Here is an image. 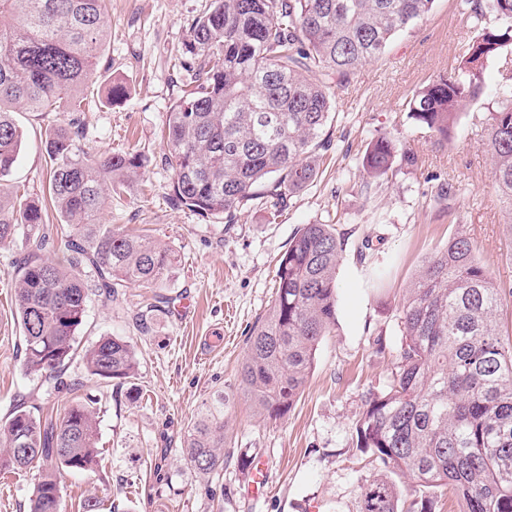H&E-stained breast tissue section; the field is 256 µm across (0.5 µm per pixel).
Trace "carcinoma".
I'll list each match as a JSON object with an SVG mask.
<instances>
[{"mask_svg": "<svg viewBox=\"0 0 512 512\" xmlns=\"http://www.w3.org/2000/svg\"><path fill=\"white\" fill-rule=\"evenodd\" d=\"M434 2L213 0L189 22L181 95L166 115L162 162L172 171L173 205L232 224L239 208L257 200L276 221L314 183L332 147L326 127L333 88L383 56ZM460 6L473 22L467 48L407 103L409 118L441 139L461 109L484 94L486 64L512 50V0ZM107 33V0H0V245L21 240L13 280L23 369L47 396L80 385L67 376L77 358L106 383L137 374L129 339L106 335L83 349L74 331L89 292L110 299L130 285L162 288L176 263L165 245L98 222L112 193L129 187L144 160L85 155L73 119L45 137L49 201L67 226L63 259L53 258L57 241L40 202L7 184L23 139L15 108L55 112L66 101L69 111H81ZM495 97L486 151L512 220V76L502 77ZM416 162L386 134L361 159L374 179L388 177L396 163ZM342 253L332 225L313 223L299 228L279 260L274 298L249 330L239 372L243 394L270 420L294 407L318 344L336 325ZM501 293L458 230L406 288L392 381L366 396L356 422V445L374 464L361 486V512H399L386 473L446 489L459 512H512V347L498 329ZM34 409L20 403L0 425V473L41 469L30 512H63L57 472L93 471L101 460L96 409L77 400L57 420ZM182 452L200 474L224 469V392L202 403Z\"/></svg>", "mask_w": 512, "mask_h": 512, "instance_id": "carcinoma-1", "label": "carcinoma"}]
</instances>
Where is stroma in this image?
Returning <instances> with one entry per match:
<instances>
[{
  "label": "stroma",
  "mask_w": 512,
  "mask_h": 512,
  "mask_svg": "<svg viewBox=\"0 0 512 512\" xmlns=\"http://www.w3.org/2000/svg\"><path fill=\"white\" fill-rule=\"evenodd\" d=\"M211 0H109L107 39L99 81L85 89L79 114L81 151L141 154L145 165L123 194L112 196L99 216L104 224L144 232L178 257L164 290L166 307L153 312L147 329L135 316L152 289L131 286L117 297L94 295L76 331L87 347L104 335L129 339L139 362L124 382L87 379L81 361L70 374L96 395L100 467L60 471L66 512H82L90 496L102 512H360V493L370 470L356 446L355 422L369 392L389 385L401 343L405 288L424 262L448 244L456 226L469 234L476 256L502 287H512V229L493 187L485 150L495 89L512 71V53L485 71V92L459 114L448 140L439 142L409 118L413 90L448 71L471 37L459 0H436L432 11L397 38L379 60L360 67L336 91L332 147L317 180L293 197L276 223L258 202L234 223L173 206L172 173L162 163L159 131L177 99L178 66L189 39L188 24ZM128 92L105 100L109 81ZM24 137L9 178L11 185L43 198L47 155L45 130L62 112H16ZM391 134L417 158L375 180L358 158L378 135ZM456 192L437 200L439 185ZM330 224L344 241L337 271L336 325L318 345L304 390L285 418L260 417L239 387L247 332L268 310L277 262L304 224ZM372 239L375 251L361 262L357 247ZM17 249L0 246V423L23 399L36 400L40 416H60L68 395L39 394L20 360L22 333L15 317L12 280ZM386 267V290L368 279ZM189 300L191 311L175 309ZM224 393V468L212 475L190 468L184 436L201 402ZM264 460L266 491L248 490L244 458ZM38 469L0 474V512H29Z\"/></svg>",
  "instance_id": "35a3bbf8"
}]
</instances>
